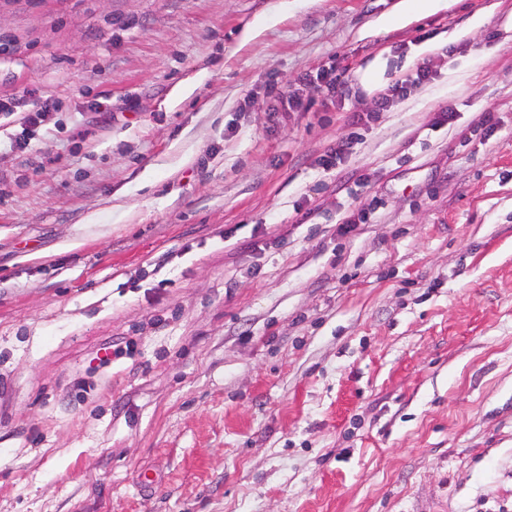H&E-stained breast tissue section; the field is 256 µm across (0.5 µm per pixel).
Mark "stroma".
<instances>
[{
  "label": "stroma",
  "mask_w": 512,
  "mask_h": 512,
  "mask_svg": "<svg viewBox=\"0 0 512 512\" xmlns=\"http://www.w3.org/2000/svg\"><path fill=\"white\" fill-rule=\"evenodd\" d=\"M397 2L0 0V512H512V0ZM447 0H400L394 14L376 20L374 27L383 30L396 24H406L414 16L433 14L448 8ZM432 73L426 63L417 65L413 73L399 78L393 85L378 94L377 105L379 108H386L395 96H404L411 87H418L428 82ZM303 82L315 89L336 93V89L345 83V79L342 73H336V69L330 67L318 70L315 74H306Z\"/></svg>",
  "instance_id": "obj_1"
}]
</instances>
